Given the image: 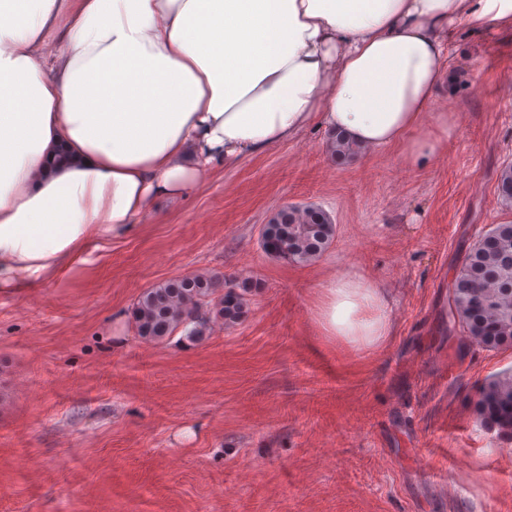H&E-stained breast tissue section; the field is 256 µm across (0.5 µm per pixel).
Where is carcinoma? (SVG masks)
Instances as JSON below:
<instances>
[{
  "label": "carcinoma",
  "mask_w": 512,
  "mask_h": 512,
  "mask_svg": "<svg viewBox=\"0 0 512 512\" xmlns=\"http://www.w3.org/2000/svg\"><path fill=\"white\" fill-rule=\"evenodd\" d=\"M326 148L337 164L361 152L344 135L333 133ZM498 197L512 207V165L500 171ZM336 225L318 207L285 206L263 228L262 243L267 254L296 264H308L329 246ZM218 278L203 275L170 279L143 292L133 312L138 335L151 341L170 338L179 329L189 337L201 336L208 318L203 307L236 324L246 312L244 293L230 289L218 294ZM451 316L461 323L467 336L488 348L512 347V223L497 224L465 256L449 289ZM485 423L512 429V373L485 381L476 403Z\"/></svg>",
  "instance_id": "carcinoma-1"
}]
</instances>
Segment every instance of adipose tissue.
Listing matches in <instances>:
<instances>
[{"label":"adipose tissue","mask_w":512,"mask_h":512,"mask_svg":"<svg viewBox=\"0 0 512 512\" xmlns=\"http://www.w3.org/2000/svg\"><path fill=\"white\" fill-rule=\"evenodd\" d=\"M457 23L512 30V0H0V288L89 264L313 125L424 167L457 124L435 106ZM390 301L342 275L316 322L375 348Z\"/></svg>","instance_id":"adipose-tissue-1"}]
</instances>
